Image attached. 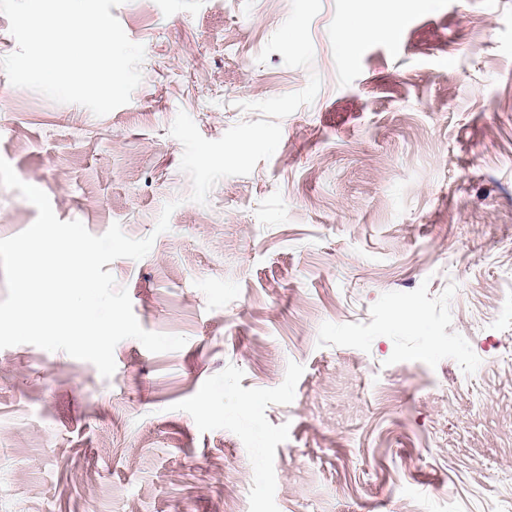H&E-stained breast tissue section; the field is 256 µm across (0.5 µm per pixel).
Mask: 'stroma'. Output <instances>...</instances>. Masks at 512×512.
Wrapping results in <instances>:
<instances>
[{
    "mask_svg": "<svg viewBox=\"0 0 512 512\" xmlns=\"http://www.w3.org/2000/svg\"><path fill=\"white\" fill-rule=\"evenodd\" d=\"M358 6L407 20L348 53ZM111 13L130 102L0 70V157L59 220L154 236L109 269L186 344L123 340L108 379L0 349V512H512V0ZM36 217L0 186V239Z\"/></svg>",
    "mask_w": 512,
    "mask_h": 512,
    "instance_id": "stroma-1",
    "label": "stroma"
}]
</instances>
